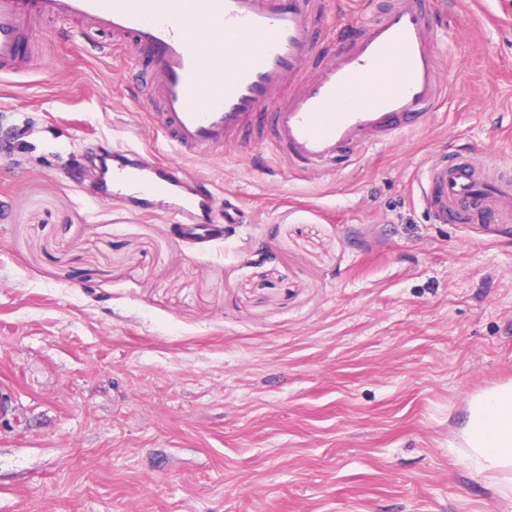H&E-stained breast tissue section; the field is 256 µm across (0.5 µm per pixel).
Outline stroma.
<instances>
[{"mask_svg": "<svg viewBox=\"0 0 512 512\" xmlns=\"http://www.w3.org/2000/svg\"><path fill=\"white\" fill-rule=\"evenodd\" d=\"M0 79V512H500L464 459L470 400L512 382V222L433 223L453 152L512 168V0H444L458 78L424 126L307 170L245 138L174 151L149 56L82 23ZM151 152L241 223L196 249L91 155Z\"/></svg>", "mask_w": 512, "mask_h": 512, "instance_id": "stroma-1", "label": "stroma"}]
</instances>
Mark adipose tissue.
Returning <instances> with one entry per match:
<instances>
[{
  "mask_svg": "<svg viewBox=\"0 0 512 512\" xmlns=\"http://www.w3.org/2000/svg\"><path fill=\"white\" fill-rule=\"evenodd\" d=\"M461 438L470 467L512 507V384L471 401Z\"/></svg>",
  "mask_w": 512,
  "mask_h": 512,
  "instance_id": "1",
  "label": "adipose tissue"
}]
</instances>
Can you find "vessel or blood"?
I'll use <instances>...</instances> for the list:
<instances>
[{"mask_svg": "<svg viewBox=\"0 0 512 512\" xmlns=\"http://www.w3.org/2000/svg\"><path fill=\"white\" fill-rule=\"evenodd\" d=\"M433 5L396 0L378 19L332 27L343 48L308 77L326 0H0V78L27 74L25 20H81L111 35L116 52L147 50L156 74L150 103L177 152L204 157L253 128L285 164L326 168L421 128L437 111L448 79L430 36ZM216 31L221 43L203 41ZM284 86L287 99L276 101ZM419 182L438 223L512 218V182L490 178L467 155L434 160ZM100 184L95 202L120 195L136 212L173 199L172 215L194 242L222 232L212 191L181 166L116 149Z\"/></svg>", "mask_w": 512, "mask_h": 512, "instance_id": "obj_1", "label": "vessel or blood"}]
</instances>
